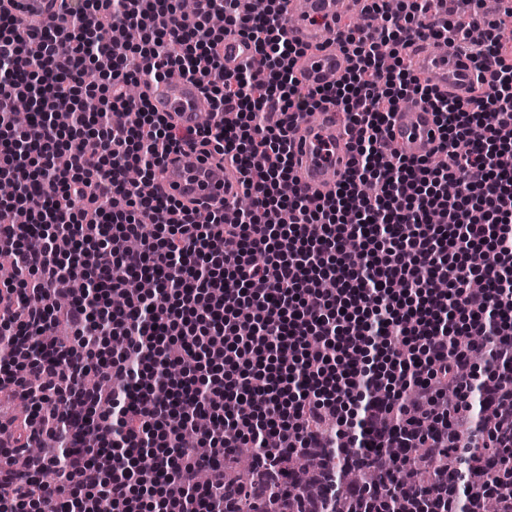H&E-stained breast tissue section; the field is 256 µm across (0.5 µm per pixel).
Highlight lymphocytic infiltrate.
Returning <instances> with one entry per match:
<instances>
[{
    "instance_id": "f902f5d3",
    "label": "lymphocytic infiltrate",
    "mask_w": 512,
    "mask_h": 512,
    "mask_svg": "<svg viewBox=\"0 0 512 512\" xmlns=\"http://www.w3.org/2000/svg\"><path fill=\"white\" fill-rule=\"evenodd\" d=\"M54 30L20 29L0 0V177L15 194L0 225V504L27 512H278L277 486L240 468L361 449L366 437L447 413L450 388L512 400V11L483 19L470 58L474 96L421 83L402 51L459 50L466 29L408 0L379 31L342 25L354 63L335 85L301 86V46L281 0H74ZM223 10L224 26L210 25ZM229 36L253 59L225 72ZM395 42L389 57L384 43ZM97 67L102 88L85 83ZM209 99L207 124L183 128L126 88L170 71ZM37 89L36 131L14 113ZM434 112L431 158L388 139L404 101ZM341 110L350 159L326 196L296 188L292 136L304 114ZM219 155L241 176L248 210L188 206L151 190L185 151ZM141 177L131 182L129 168ZM272 210L287 213L269 224ZM139 242L116 254L113 237ZM492 256L482 266L470 255ZM153 281L152 298L128 294ZM482 281V290L470 287ZM73 297L65 308L61 289ZM124 295L116 306L113 296ZM73 340H48L59 323ZM249 333H240V325ZM110 372L101 388L90 376ZM474 434L425 440L433 462L467 472ZM152 449L151 474L138 460Z\"/></svg>"
}]
</instances>
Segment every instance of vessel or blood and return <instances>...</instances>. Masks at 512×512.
<instances>
[{"label": "vessel or blood", "instance_id": "vessel-or-blood-1", "mask_svg": "<svg viewBox=\"0 0 512 512\" xmlns=\"http://www.w3.org/2000/svg\"><path fill=\"white\" fill-rule=\"evenodd\" d=\"M9 10L22 23L31 22L40 28L58 21L60 16L59 0H11ZM349 12L360 13L363 23L371 21L363 0H287L289 35L311 48L297 64L300 83L312 87L333 84L352 66L332 25L333 18ZM253 55L250 41L230 38L224 42L226 71H234ZM407 63L422 80L460 99L468 98L475 78L470 62L459 61L451 52L432 51L426 43L418 42L411 48ZM145 93L157 111L170 113L182 127L197 126L200 113L209 109L198 87L185 79L150 83ZM340 118V113L330 107L319 112L317 119H304L299 124L292 148L294 175L298 187L307 194L333 190L346 168L348 137ZM388 135L410 159L428 156L439 137L433 112L420 104L400 108ZM238 180L237 171L219 159L203 163L181 159L159 172L157 185L178 200L220 207L229 214L237 200Z\"/></svg>", "mask_w": 512, "mask_h": 512}]
</instances>
